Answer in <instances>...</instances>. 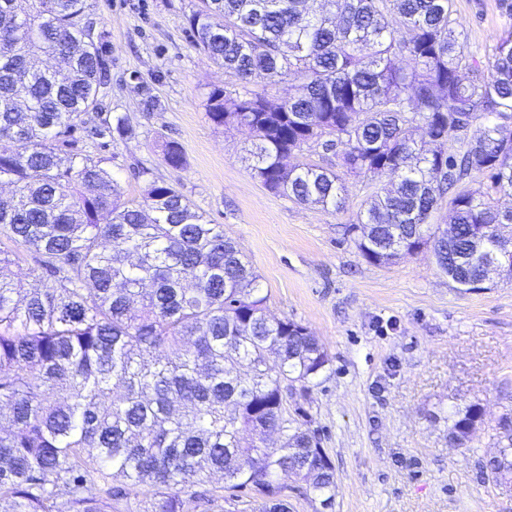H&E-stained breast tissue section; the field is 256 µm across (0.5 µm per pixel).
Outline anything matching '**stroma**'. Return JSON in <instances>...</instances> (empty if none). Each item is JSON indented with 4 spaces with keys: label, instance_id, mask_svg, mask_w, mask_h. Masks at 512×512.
Returning a JSON list of instances; mask_svg holds the SVG:
<instances>
[{
    "label": "stroma",
    "instance_id": "35a3bbf8",
    "mask_svg": "<svg viewBox=\"0 0 512 512\" xmlns=\"http://www.w3.org/2000/svg\"><path fill=\"white\" fill-rule=\"evenodd\" d=\"M111 61L103 109L87 126L127 118L122 136L84 141L124 196L138 177L175 185L224 227L269 295L268 314L308 327L331 361L303 403L336 470L332 510L283 478L288 512H512V486L484 479L498 418L512 412V279L491 275L466 290L438 270L430 249L387 265L368 263L349 224L387 175L349 180L344 210L300 204L265 188L246 161L250 134L214 125L207 97L235 79L198 50L186 17L193 0H87ZM467 49L491 51L512 19L499 0H454ZM180 144L184 167L162 159ZM485 416L470 442H448L455 408Z\"/></svg>",
    "mask_w": 512,
    "mask_h": 512
}]
</instances>
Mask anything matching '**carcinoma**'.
I'll return each instance as SVG.
<instances>
[{"label": "carcinoma", "instance_id": "carcinoma-1", "mask_svg": "<svg viewBox=\"0 0 512 512\" xmlns=\"http://www.w3.org/2000/svg\"><path fill=\"white\" fill-rule=\"evenodd\" d=\"M453 0H197L194 44L244 84L213 91L216 126L247 124L250 168L271 191L344 208L346 177L398 182L367 198L347 232L365 260L431 247L463 286L512 246V33L485 60L465 51ZM87 0H0V512H187L250 488L288 512L279 475L330 508L336 471L299 399L330 362L307 327L267 315L242 249L173 185L122 195L79 147L108 69ZM408 60L405 68L394 60ZM293 77L279 103L245 84ZM335 145L343 173L292 155ZM163 161L185 164L181 146ZM478 187H471L472 183ZM449 230L429 223L443 198ZM30 261L41 287L12 266ZM480 404L452 415L467 444ZM485 479L512 484V415ZM219 475L222 486L207 487Z\"/></svg>", "mask_w": 512, "mask_h": 512}]
</instances>
